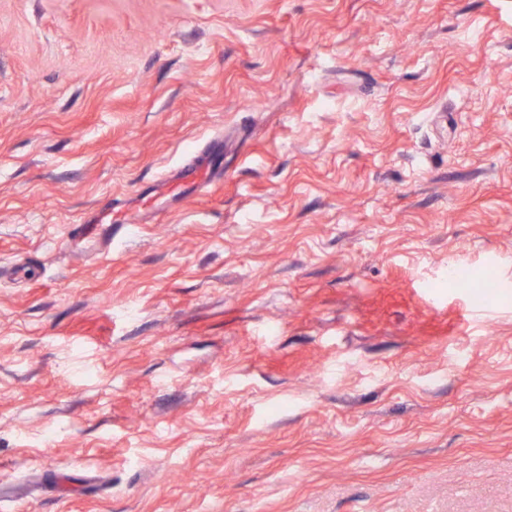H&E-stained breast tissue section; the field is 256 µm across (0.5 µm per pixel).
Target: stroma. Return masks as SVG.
<instances>
[{
  "label": "stroma",
  "instance_id": "35a3bbf8",
  "mask_svg": "<svg viewBox=\"0 0 512 512\" xmlns=\"http://www.w3.org/2000/svg\"><path fill=\"white\" fill-rule=\"evenodd\" d=\"M0 512H512V0H0ZM224 148V136L213 138L188 160L164 174L158 185L166 187L173 202H180L224 177L219 148ZM152 186L153 190L159 188ZM112 209L113 204L109 203L92 216L80 220L76 236L81 240L88 239L97 243H107L112 239L113 230L118 231L121 227L125 228V224L130 223L113 224Z\"/></svg>",
  "mask_w": 512,
  "mask_h": 512
}]
</instances>
